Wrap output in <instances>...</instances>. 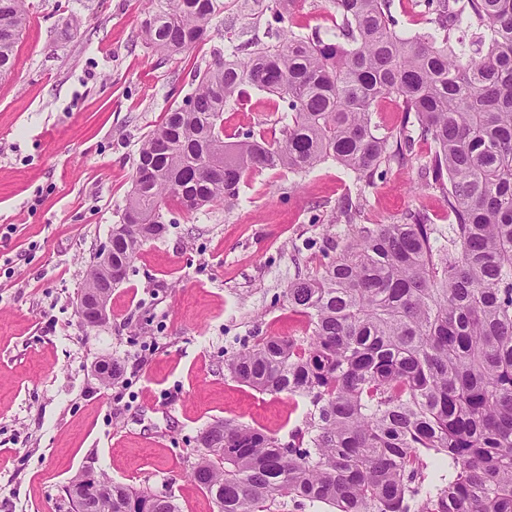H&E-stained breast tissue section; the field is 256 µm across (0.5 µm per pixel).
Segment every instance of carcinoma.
Returning <instances> with one entry per match:
<instances>
[{"label": "carcinoma", "mask_w": 512, "mask_h": 512, "mask_svg": "<svg viewBox=\"0 0 512 512\" xmlns=\"http://www.w3.org/2000/svg\"><path fill=\"white\" fill-rule=\"evenodd\" d=\"M297 0H274L266 40L195 74L194 92L143 138L132 190L112 233V262L130 267L191 215L230 207L253 173L296 176L332 160L370 187L434 150L421 185L439 191L449 236L413 211L401 224H362L347 201L319 268L288 283L302 338L270 336L229 356L231 378L299 396L304 427L284 442L217 421L201 431L191 478L218 512H512V0H416L428 31L397 30L390 0H330L335 32L289 24ZM143 41L165 57L204 41L229 0H145ZM29 21L25 0H0V78L14 70ZM278 97L281 136L224 135V111L245 88ZM401 103V126L378 133L373 112ZM84 474L65 486L72 512ZM91 512H179L171 497L103 476Z\"/></svg>", "instance_id": "carcinoma-1"}]
</instances>
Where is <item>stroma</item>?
<instances>
[{
    "instance_id": "1",
    "label": "stroma",
    "mask_w": 512,
    "mask_h": 512,
    "mask_svg": "<svg viewBox=\"0 0 512 512\" xmlns=\"http://www.w3.org/2000/svg\"><path fill=\"white\" fill-rule=\"evenodd\" d=\"M27 7L14 73L0 81V512H70L64 487L84 470L171 493L180 512H216L191 479L199 431L233 419L284 439L307 411L236 382L224 361L266 336H304L284 291L336 235L354 175L330 160L299 179L264 171L232 208L172 209L113 288L106 322L84 326L77 293L121 220L143 137L194 90V70L265 28L228 11L167 60L139 36L143 0ZM293 18L299 33L334 30L328 0H301ZM273 103L251 91L225 129L277 134ZM430 150L416 140L407 164L366 188L362 223L422 211L447 229L438 192L413 188ZM112 358L124 375L105 384L96 367Z\"/></svg>"
}]
</instances>
